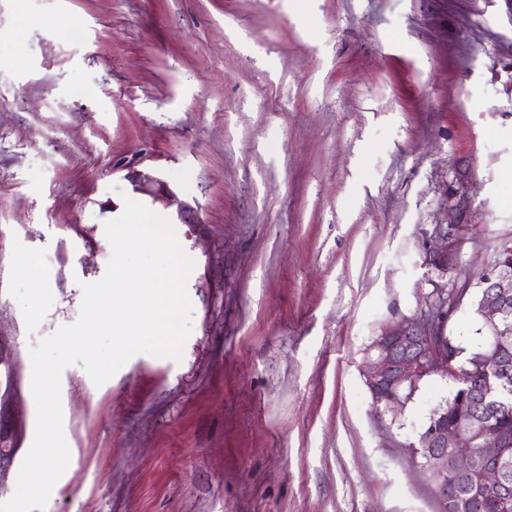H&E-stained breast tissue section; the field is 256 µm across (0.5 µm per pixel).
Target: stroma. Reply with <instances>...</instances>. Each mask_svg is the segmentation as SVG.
Returning <instances> with one entry per match:
<instances>
[{
	"mask_svg": "<svg viewBox=\"0 0 512 512\" xmlns=\"http://www.w3.org/2000/svg\"><path fill=\"white\" fill-rule=\"evenodd\" d=\"M139 159L195 210L152 207L194 262L192 331L99 386L63 370L45 512H437L403 446L450 381L394 421L363 370L430 290L431 225H475L463 280L512 236V0H0V502L29 350L104 277Z\"/></svg>",
	"mask_w": 512,
	"mask_h": 512,
	"instance_id": "1",
	"label": "stroma"
}]
</instances>
